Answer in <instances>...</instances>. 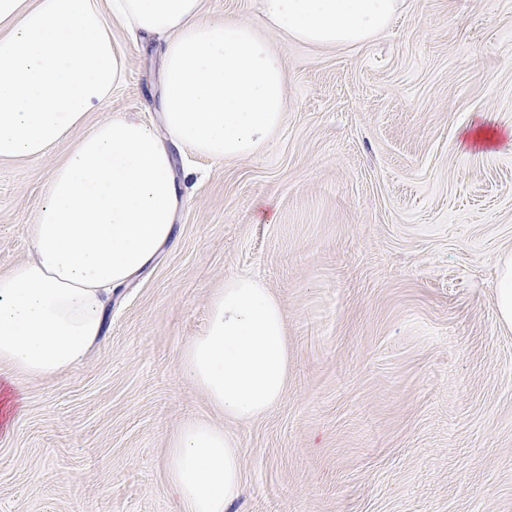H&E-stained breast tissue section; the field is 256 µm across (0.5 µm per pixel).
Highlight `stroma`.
<instances>
[{
    "label": "stroma",
    "instance_id": "1",
    "mask_svg": "<svg viewBox=\"0 0 512 512\" xmlns=\"http://www.w3.org/2000/svg\"><path fill=\"white\" fill-rule=\"evenodd\" d=\"M261 34L282 55L286 117L258 153L188 170L176 240L117 289L104 336L48 377L1 365L22 400L0 434V512H182L171 437L205 417L237 439L232 512H512V0H404L363 44ZM105 111L159 122L154 49L127 44ZM70 142L0 162V273ZM264 282L286 318L288 386L225 421L182 371L227 278ZM498 305L500 317L507 324L512 323V256H506L501 263L498 281Z\"/></svg>",
    "mask_w": 512,
    "mask_h": 512
}]
</instances>
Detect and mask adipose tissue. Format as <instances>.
<instances>
[{
    "mask_svg": "<svg viewBox=\"0 0 512 512\" xmlns=\"http://www.w3.org/2000/svg\"><path fill=\"white\" fill-rule=\"evenodd\" d=\"M401 0H260L265 26L314 47L385 31ZM163 39L157 109L94 126L126 81L113 24ZM286 71L255 27L213 21L203 0H0V160L36 161L73 140L31 226L32 254L0 275V364L51 376L103 335L113 288L130 285L172 238L184 185L174 150L222 161L259 152L284 122ZM187 376L225 418L257 420L288 385L282 308L247 276L225 280L183 353ZM169 484L183 512H230L243 492L237 442L207 420L171 438Z\"/></svg>",
    "mask_w": 512,
    "mask_h": 512,
    "instance_id": "obj_1",
    "label": "adipose tissue"
}]
</instances>
